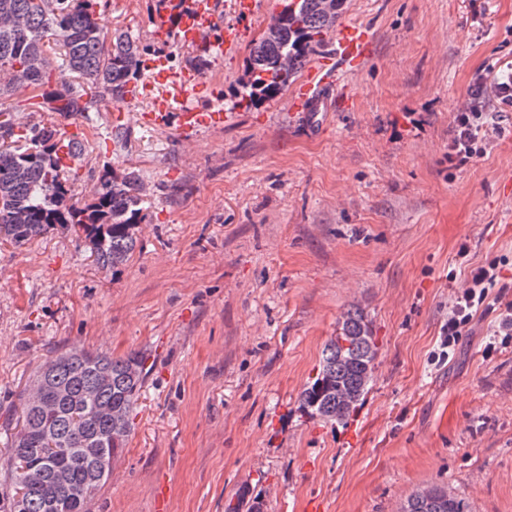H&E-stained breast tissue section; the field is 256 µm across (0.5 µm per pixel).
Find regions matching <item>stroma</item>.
Masks as SVG:
<instances>
[{"instance_id":"1","label":"stroma","mask_w":512,"mask_h":512,"mask_svg":"<svg viewBox=\"0 0 512 512\" xmlns=\"http://www.w3.org/2000/svg\"><path fill=\"white\" fill-rule=\"evenodd\" d=\"M220 26L244 35L223 54L169 44L176 67L224 106L223 129L184 140L143 125L149 101L65 120L93 172L136 168L152 202L141 248L118 274L99 269L82 231L59 229L15 249L0 241V434L33 371L72 345L145 353L150 372L123 453L91 512H400L442 485L473 512H512V345L492 305L512 301V107L486 111L506 133L448 166L453 114L477 78L512 74V0H345L338 25L372 36L339 104L315 124L290 91L235 107L253 41L277 0L251 16L212 0ZM157 0H102L107 29L154 41ZM499 262L496 287L439 357L454 292ZM371 321L377 367L347 425L297 409L344 312Z\"/></svg>"}]
</instances>
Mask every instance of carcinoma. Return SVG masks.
Returning <instances> with one entry per match:
<instances>
[{
	"mask_svg": "<svg viewBox=\"0 0 512 512\" xmlns=\"http://www.w3.org/2000/svg\"><path fill=\"white\" fill-rule=\"evenodd\" d=\"M95 2L0 0V72L7 76L0 83V238L22 249L36 237L77 227L89 239L98 267L116 274L133 257L139 226L149 215L140 173L104 168L89 198H79L67 160L81 159L83 144L71 140L65 158L57 124H28L18 117L24 111L85 117L123 102L147 57L159 52L125 32L107 33ZM343 5L344 0H285L280 23L253 43L235 92L239 103L257 107L281 94L325 45ZM30 87L41 90V100H13ZM377 355L370 321L359 310L347 311L299 394L300 411L312 420L347 423L368 392ZM146 362L141 352L113 356L74 347L35 369L36 380L47 369L53 399L44 405L32 393L22 395L18 423L29 431L28 442L19 448L14 435L5 437L6 471L15 488L8 512H55L52 503L68 494L76 497L71 512H88L112 460L128 444ZM107 408L122 421L102 413ZM61 471L70 478L66 489L54 482ZM402 512L472 510L466 498L434 485L425 499L411 495Z\"/></svg>",
	"mask_w": 512,
	"mask_h": 512,
	"instance_id": "carcinoma-1",
	"label": "carcinoma"
}]
</instances>
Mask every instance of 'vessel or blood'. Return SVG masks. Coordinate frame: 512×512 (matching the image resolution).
Masks as SVG:
<instances>
[{
    "label": "vessel or blood",
    "mask_w": 512,
    "mask_h": 512,
    "mask_svg": "<svg viewBox=\"0 0 512 512\" xmlns=\"http://www.w3.org/2000/svg\"><path fill=\"white\" fill-rule=\"evenodd\" d=\"M154 23L155 34L160 40L171 39L185 47L199 46L214 25L211 0H189L177 27H169L165 18L160 16L155 17ZM332 43V56L323 58L298 86L290 102L291 111L304 113L325 109L328 102L326 94L339 85L343 67L359 65L370 56V36L363 28L351 25L341 27L333 32ZM148 69L150 76L147 80L131 85V98L152 97V89L163 86L175 87L179 94L175 97L152 98L151 109L142 116L147 125L165 128L174 122L186 136L223 126V109L202 110L190 102L192 95L205 88V81L199 72L188 67L173 68L164 57L152 60Z\"/></svg>",
    "instance_id": "vessel-or-blood-1"
}]
</instances>
